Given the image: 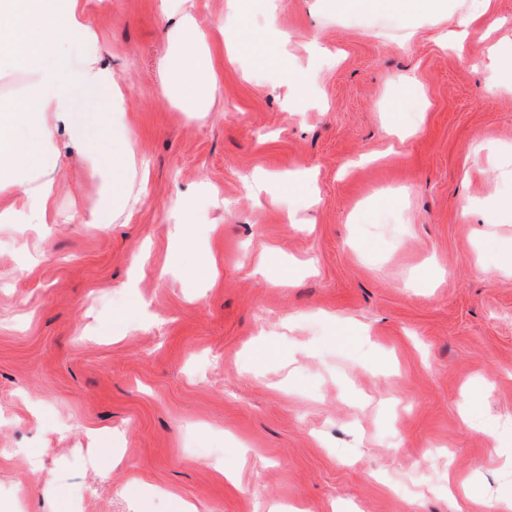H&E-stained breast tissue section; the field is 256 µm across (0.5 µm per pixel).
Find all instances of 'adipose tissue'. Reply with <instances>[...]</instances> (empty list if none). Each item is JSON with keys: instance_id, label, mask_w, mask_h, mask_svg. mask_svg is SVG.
<instances>
[{"instance_id": "adipose-tissue-1", "label": "adipose tissue", "mask_w": 512, "mask_h": 512, "mask_svg": "<svg viewBox=\"0 0 512 512\" xmlns=\"http://www.w3.org/2000/svg\"><path fill=\"white\" fill-rule=\"evenodd\" d=\"M179 16L169 34L168 80L162 93L179 101L184 111L206 112L222 96L214 77L215 58L196 20L187 14ZM64 33L81 38L93 35L80 0H0V59L26 77L21 97H0V177H11L34 162L56 124L90 158L103 152L82 110L79 87L91 82L111 88L110 96L95 103L101 112L112 111L122 92L96 59L72 67L60 46Z\"/></svg>"}]
</instances>
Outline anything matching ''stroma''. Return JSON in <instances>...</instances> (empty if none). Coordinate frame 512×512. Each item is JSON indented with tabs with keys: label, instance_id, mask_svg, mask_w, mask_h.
Wrapping results in <instances>:
<instances>
[{
	"label": "stroma",
	"instance_id": "stroma-1",
	"mask_svg": "<svg viewBox=\"0 0 512 512\" xmlns=\"http://www.w3.org/2000/svg\"><path fill=\"white\" fill-rule=\"evenodd\" d=\"M447 3L269 0L251 26L283 72L226 54L235 0H187L222 88L197 115L161 93L160 0H85L97 37L63 50L111 68L102 143L134 161L89 163L59 128L0 187L20 211L55 181L46 223H0V512H505L512 90L459 54L512 48V0ZM303 169L307 193L246 188ZM116 179L127 210L91 223Z\"/></svg>",
	"mask_w": 512,
	"mask_h": 512
}]
</instances>
